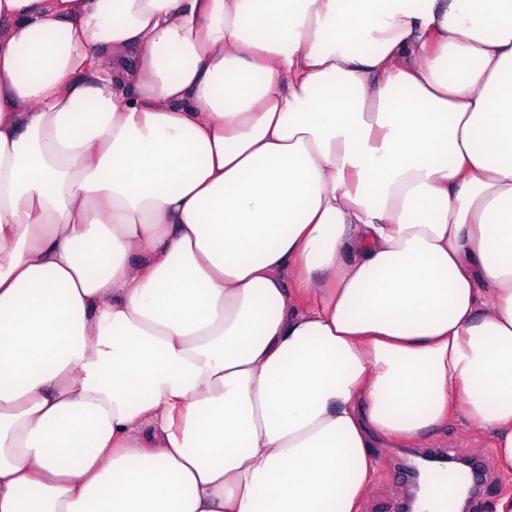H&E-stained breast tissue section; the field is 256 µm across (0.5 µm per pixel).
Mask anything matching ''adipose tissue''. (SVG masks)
Segmentation results:
<instances>
[{
  "mask_svg": "<svg viewBox=\"0 0 512 512\" xmlns=\"http://www.w3.org/2000/svg\"><path fill=\"white\" fill-rule=\"evenodd\" d=\"M512 477V0H0V512H363L455 418Z\"/></svg>",
  "mask_w": 512,
  "mask_h": 512,
  "instance_id": "obj_1",
  "label": "adipose tissue"
}]
</instances>
